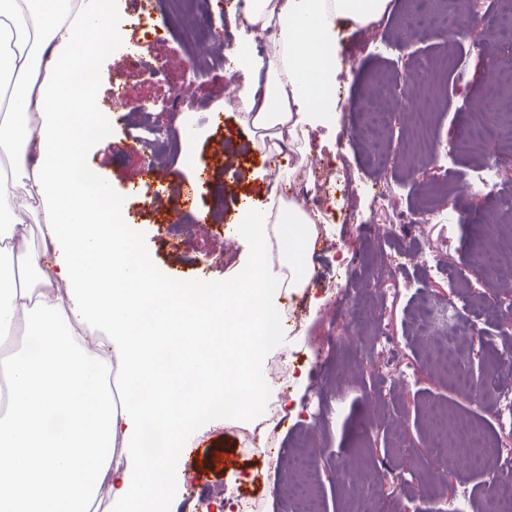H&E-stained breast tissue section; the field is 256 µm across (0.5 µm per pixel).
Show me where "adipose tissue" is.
I'll use <instances>...</instances> for the list:
<instances>
[{"label": "adipose tissue", "mask_w": 512, "mask_h": 512, "mask_svg": "<svg viewBox=\"0 0 512 512\" xmlns=\"http://www.w3.org/2000/svg\"><path fill=\"white\" fill-rule=\"evenodd\" d=\"M387 4L245 0L249 25L273 35L261 57L250 36L236 47L253 74L238 97L245 124L263 133L255 149L274 150L285 139L306 154L310 127L336 103V39L319 38L321 23L365 27ZM116 10L117 0H0V80L12 84L0 149L29 170L27 194L54 246L49 264L29 251L23 273L0 271V336L20 321L41 331L34 355L10 361L0 416V462L10 468L0 474V512H92L107 477L113 512H168L178 489L170 461L188 426L260 407L271 281L300 288L312 273L320 213L272 200L242 210L235 226L252 245L247 276L221 287L171 285L133 253L123 202L77 178L82 143L108 141L98 136L94 100L78 94L75 66L95 62L116 38ZM15 199V184L0 178V260L14 258L3 243L27 219ZM59 281L66 295L56 293ZM92 322L103 335L91 345L76 327ZM114 360L124 386L141 388L140 396L115 401L102 382ZM153 437L163 446L150 455ZM119 444L134 449L137 470L113 467Z\"/></svg>", "instance_id": "adipose-tissue-1"}]
</instances>
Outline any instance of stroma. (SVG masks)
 <instances>
[{
    "instance_id": "obj_1",
    "label": "stroma",
    "mask_w": 512,
    "mask_h": 512,
    "mask_svg": "<svg viewBox=\"0 0 512 512\" xmlns=\"http://www.w3.org/2000/svg\"><path fill=\"white\" fill-rule=\"evenodd\" d=\"M144 0H121L113 26L121 32L110 52L95 63L92 93L98 118L111 132L107 148L87 143L84 164L112 196L129 183L147 179L142 149L128 128L149 118L182 151L160 158L151 179L162 190L182 182L209 184L215 201L182 208L176 228L152 207L125 215L151 269L171 283L219 285L244 273L250 251L231 238L226 214L242 206L263 207L270 176L287 182L289 161L271 170L267 155L253 149V130L229 106L246 81L238 67H211L198 76L192 56L223 55L236 45L244 26L233 0H200L213 39L191 46L177 29L163 38L144 36L136 22ZM432 0H389L382 17L366 28L342 26L335 58L336 119L310 135L308 160L316 180H351L349 192L336 191L328 216L318 224L313 279L301 291L281 292L274 313L282 317L279 338L267 347L261 370L265 405L275 407L283 424L272 441L251 444L241 433L254 429L261 414L235 418L211 415L187 434L175 460L180 489L171 512H207L209 504L241 502L250 512H294L291 488L305 486L319 512H413L418 499H433L437 467L430 445L435 436L432 409L470 423L491 447H512V426L498 420L492 396L459 393L429 363L436 343L420 326L419 292L431 296L439 321H474L470 362L489 367L512 354V335L498 336L494 325L511 312L501 293L512 292V258L491 268L483 254L491 239L512 233V186L482 185L472 178L493 166L508 147L458 143L472 111L486 102L493 79L490 62L502 53L494 42L497 10L492 0H452L462 18L443 32L428 28L408 38L403 22L419 11H433ZM464 45L454 66L445 61ZM153 66V74L122 66L128 50ZM123 86L128 107L112 104ZM406 89L411 110L395 111L374 140L359 133V105L382 86ZM388 186L396 200L380 209L368 186ZM441 208L453 222L414 225L400 233V212ZM430 252L437 268L428 272L418 257ZM361 259L344 272L345 256ZM471 268L464 277L456 269ZM392 337L385 358H377L376 338ZM286 371L274 374L276 365ZM412 373L411 383L397 381ZM489 472L468 467L458 452L447 455V489L467 492L464 512H498L492 475H512V458L489 456Z\"/></svg>"
}]
</instances>
